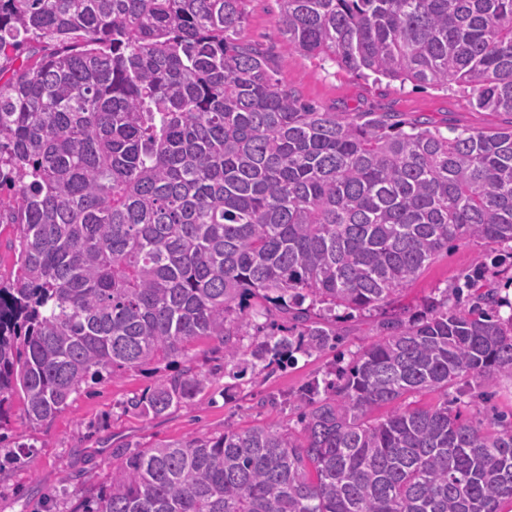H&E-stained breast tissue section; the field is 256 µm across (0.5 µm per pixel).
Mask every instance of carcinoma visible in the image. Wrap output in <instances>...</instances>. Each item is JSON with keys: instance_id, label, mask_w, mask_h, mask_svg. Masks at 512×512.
<instances>
[{"instance_id": "1", "label": "carcinoma", "mask_w": 512, "mask_h": 512, "mask_svg": "<svg viewBox=\"0 0 512 512\" xmlns=\"http://www.w3.org/2000/svg\"><path fill=\"white\" fill-rule=\"evenodd\" d=\"M246 2L0 0V224L18 238L0 278V423L17 394L37 428L88 379L201 338L228 376H259L328 349L454 242L512 258V124L447 136L322 112L242 39ZM278 2L289 51L512 116V0ZM464 278L311 382L300 428L136 449L85 512H503L512 420L476 425L448 388L512 377V314ZM249 303L268 332L247 360ZM208 382L187 368L128 405L158 417ZM427 392L443 400L413 401Z\"/></svg>"}]
</instances>
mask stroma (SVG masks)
Returning a JSON list of instances; mask_svg holds the SVG:
<instances>
[{"mask_svg":"<svg viewBox=\"0 0 512 512\" xmlns=\"http://www.w3.org/2000/svg\"><path fill=\"white\" fill-rule=\"evenodd\" d=\"M278 11L277 0H248L242 35L268 49L276 78L321 111L396 112L405 120L429 118L443 129L494 128L504 120L503 115L473 108L465 96L452 90L376 83L340 70L332 62L284 51L277 30ZM486 250L484 243L467 242L441 253L414 284L395 296L392 310L414 312L425 300L440 297ZM342 330L334 349L297 356L295 362L274 368L269 377L252 384L233 386L231 377L224 374L222 345L203 339L176 362L128 370L113 380L88 381L71 406L43 427L29 428L21 407H14L0 435L30 444L31 449L16 464L0 470V512H84L86 490L101 488L113 462L125 451L260 424L296 428L305 386L324 378L334 365H346L378 340L379 318H352ZM188 366L211 379L193 405L155 419L128 408V400ZM448 405L463 418L487 421L493 414L512 411V380L503 378L489 387L474 383L450 387Z\"/></svg>","mask_w":512,"mask_h":512,"instance_id":"1","label":"stroma"}]
</instances>
